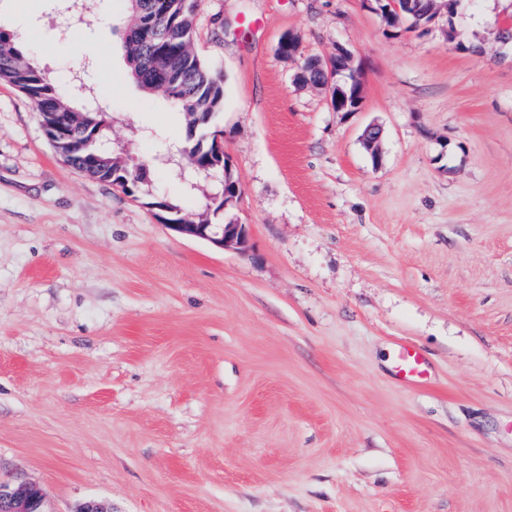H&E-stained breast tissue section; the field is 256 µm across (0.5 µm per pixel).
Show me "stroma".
I'll return each instance as SVG.
<instances>
[{"instance_id": "1", "label": "stroma", "mask_w": 512, "mask_h": 512, "mask_svg": "<svg viewBox=\"0 0 512 512\" xmlns=\"http://www.w3.org/2000/svg\"><path fill=\"white\" fill-rule=\"evenodd\" d=\"M0 0L52 76L81 75L136 161L185 124L130 78L128 0ZM512 0H454L413 31L366 0H202L193 48L224 75L239 194L212 223L245 251L171 234L142 200L66 165L0 81V481L48 512H512ZM293 35L299 56L277 45ZM95 58L69 52L72 38ZM347 50L332 111L297 81ZM384 129L382 161L362 144ZM148 189L207 212L211 179ZM428 377L394 371L401 345ZM395 373L405 383L422 382L428 375L423 354L413 346H400L395 358Z\"/></svg>"}]
</instances>
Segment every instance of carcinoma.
<instances>
[{
  "instance_id": "cac0c4a2",
  "label": "carcinoma",
  "mask_w": 512,
  "mask_h": 512,
  "mask_svg": "<svg viewBox=\"0 0 512 512\" xmlns=\"http://www.w3.org/2000/svg\"><path fill=\"white\" fill-rule=\"evenodd\" d=\"M201 0H129L131 20L120 29L134 82L158 95L183 115L184 155L199 166L211 161L215 143L211 134L224 109V76L210 68L192 50L195 17ZM386 25L417 29L422 16L406 10L391 12ZM0 80L28 96L39 112L50 144L78 172L115 184L144 199L145 205L165 211L166 219L193 220L179 200L158 201L146 191L152 161L132 164L120 152L100 146L106 137L102 109L92 105L91 89L62 86L34 61L32 52L15 35L0 30Z\"/></svg>"
}]
</instances>
